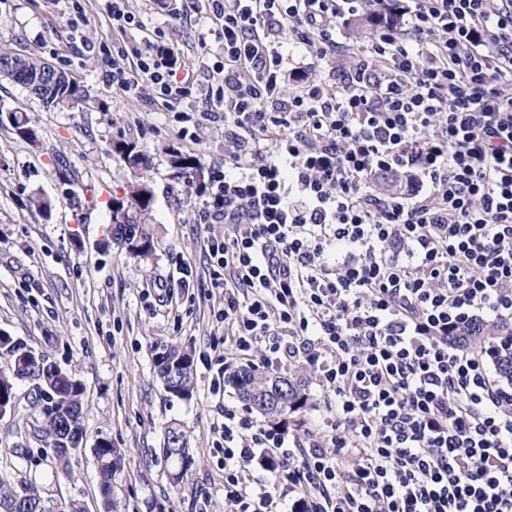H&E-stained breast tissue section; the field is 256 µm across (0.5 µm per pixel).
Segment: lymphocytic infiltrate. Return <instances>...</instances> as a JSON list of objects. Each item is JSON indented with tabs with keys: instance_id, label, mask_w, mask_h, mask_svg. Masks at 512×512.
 I'll return each mask as SVG.
<instances>
[{
	"instance_id": "f902f5d3",
	"label": "lymphocytic infiltrate",
	"mask_w": 512,
	"mask_h": 512,
	"mask_svg": "<svg viewBox=\"0 0 512 512\" xmlns=\"http://www.w3.org/2000/svg\"><path fill=\"white\" fill-rule=\"evenodd\" d=\"M206 2L224 61L202 117L224 125V163L191 191L199 223L224 226L206 248L224 366L304 360L335 408L292 442L225 405V501L512 512V385L491 352L448 342L512 319V0ZM355 14L376 24L356 48ZM176 53L147 35L106 65L171 108L191 83ZM340 56L343 86L308 78ZM382 171L407 173L409 194L376 190Z\"/></svg>"
}]
</instances>
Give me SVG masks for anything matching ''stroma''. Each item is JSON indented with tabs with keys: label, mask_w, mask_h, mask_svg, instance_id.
Returning <instances> with one entry per match:
<instances>
[{
	"label": "stroma",
	"mask_w": 512,
	"mask_h": 512,
	"mask_svg": "<svg viewBox=\"0 0 512 512\" xmlns=\"http://www.w3.org/2000/svg\"><path fill=\"white\" fill-rule=\"evenodd\" d=\"M162 2L127 0L146 29L122 33L112 23L109 0H0V47L72 73L87 93L85 102L53 107L0 80V110L27 112L40 140L32 145L9 123L0 124V331L47 353L79 379L87 410L84 449L72 459L71 476L49 480L50 458L18 431L33 418V386L18 383L16 407L0 415V479H38L45 499H77L86 512H102L91 452L102 436L123 456L112 480L116 512H227L215 428L225 404L240 399L217 381L224 328L215 315L224 296L210 285L205 253L224 227L198 223V204L185 185L187 176L202 177L208 166L224 162L222 123L199 119L210 106L212 70L222 51L214 42L205 55L198 45L210 26L203 0H175L172 13ZM146 32L176 44L182 68L195 79L178 111H169L147 88L129 96L101 68V50L116 42L133 48ZM183 128L195 132V140L180 138ZM114 140L135 143L150 160V222L158 247L144 259L101 247L110 205L133 179L132 169L109 152ZM172 147L198 155L199 167L189 174L175 169ZM61 164L68 169L64 182L56 175ZM38 198L48 210L35 206ZM162 287L171 293V305H159ZM167 344L194 353L191 400L172 396L156 377L154 357ZM282 373L306 381L309 404L288 419L289 434L306 438L333 417L331 401L304 362ZM174 422L183 426L195 459L178 487L162 455L165 430ZM22 444L32 460L13 456L12 447Z\"/></svg>",
	"instance_id": "1"
}]
</instances>
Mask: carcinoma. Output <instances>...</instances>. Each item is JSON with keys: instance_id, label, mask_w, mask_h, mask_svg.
Returning a JSON list of instances; mask_svg holds the SVG:
<instances>
[{"instance_id": "1", "label": "carcinoma", "mask_w": 512, "mask_h": 512, "mask_svg": "<svg viewBox=\"0 0 512 512\" xmlns=\"http://www.w3.org/2000/svg\"><path fill=\"white\" fill-rule=\"evenodd\" d=\"M4 60L12 67V82L24 87L34 82L35 73L45 66V62L35 56L9 50L0 51V62ZM85 99L84 87L74 76L66 73L62 74L54 88L40 97L48 106L77 103ZM9 119L21 136L36 142L35 132L26 114L11 112ZM111 153L119 156L135 171L147 168L145 155L133 143L117 141L112 144ZM151 195L149 183L145 177L139 176L129 186L127 195L114 200L119 208L110 210L112 218L122 213L129 229L140 232L142 242L147 245L146 253L138 252L134 246L135 239L126 238L125 232L118 230L112 233L111 242L104 243V246L113 244L133 258H147L154 253L155 240L148 223ZM503 336L512 337V324L507 321L498 325L474 324L450 337V341L465 349L480 352L499 342ZM0 359L5 363V368L0 369V406L8 407L14 402L15 387L19 381L14 375L16 363H22L23 374L38 383V394L32 404L37 415L36 427L33 428L35 441L47 448H67L69 441L82 437L83 387L77 378L52 361L48 354L43 352L36 356L34 349L24 341L8 334H0ZM193 363L192 353L177 345H166L155 353L154 366L162 385L167 391L179 394L185 400L191 399L195 390ZM496 366L501 377L512 380V348L499 350ZM229 382L245 401L253 389H264L266 379L264 374L248 367L235 371L229 376ZM308 401L309 395L305 392L302 380H288V396L281 400L278 420L273 425H288V416L305 408ZM94 457L100 478L99 492L108 497L112 495V477L121 467L122 455L112 447L111 441L103 438L94 447ZM21 499L31 504L44 500L37 482L22 481L15 486L0 481V512H15V504Z\"/></svg>"}]
</instances>
